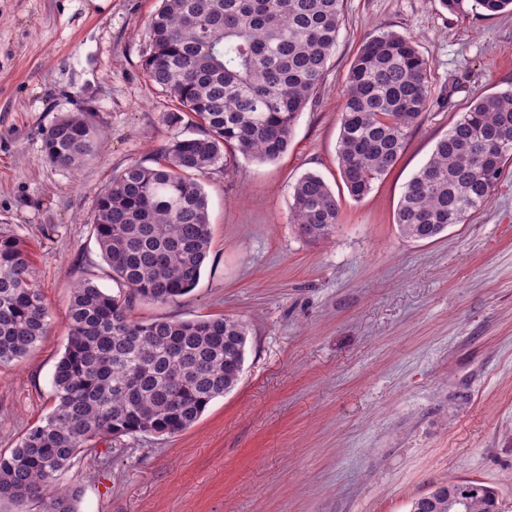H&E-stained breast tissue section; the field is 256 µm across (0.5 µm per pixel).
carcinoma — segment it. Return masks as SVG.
<instances>
[{
  "label": "carcinoma",
  "mask_w": 512,
  "mask_h": 512,
  "mask_svg": "<svg viewBox=\"0 0 512 512\" xmlns=\"http://www.w3.org/2000/svg\"><path fill=\"white\" fill-rule=\"evenodd\" d=\"M488 16L512 12V0H440ZM342 0H162L146 24L144 69L196 137L175 139L156 167L135 162L94 197L96 243L113 279L131 295L170 303L199 282L211 244L200 178L240 154L261 162L288 150L294 125L312 102L336 48ZM431 104V67L407 35L366 38L346 77L337 161L360 200L387 175L410 130ZM97 131L70 113L44 133L50 162L77 169L97 146ZM512 162V88L480 95L459 113L428 161L408 181L395 217L401 234L431 240L463 224L489 201ZM291 223L311 242L329 240L339 201L315 173L293 186ZM129 300L90 279L69 303V335L53 374V406L16 446L0 450V502L20 510L39 500L45 512H78L81 489L58 476L97 440L114 435H175L193 425L243 371L246 322L230 317L136 321ZM50 311L33 278L24 242L0 233V364L26 357L45 335ZM448 482L412 503L411 512H448ZM468 512H497L480 482Z\"/></svg>",
  "instance_id": "cac0c4a2"
}]
</instances>
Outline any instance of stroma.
Returning a JSON list of instances; mask_svg holds the SVG:
<instances>
[{
  "label": "stroma",
  "mask_w": 512,
  "mask_h": 512,
  "mask_svg": "<svg viewBox=\"0 0 512 512\" xmlns=\"http://www.w3.org/2000/svg\"><path fill=\"white\" fill-rule=\"evenodd\" d=\"M160 0H0V231L27 243L51 313L25 358L0 366V449L53 403L75 285L117 295L93 234V199L134 162L156 166L194 127L144 69ZM414 37L431 107L391 172L361 200L336 159L340 104L364 38ZM512 87V15L439 0H342L316 99L285 154L238 158L203 180L212 243L195 289L132 299V319L230 316L250 325L243 374L172 436L110 437L63 472L79 512H410L448 481L495 488L512 512V163L489 203L435 239L401 236L404 187L474 97ZM84 113L101 145L52 164L45 131ZM319 174L340 224L313 243L290 222L292 187Z\"/></svg>",
  "instance_id": "1"
}]
</instances>
